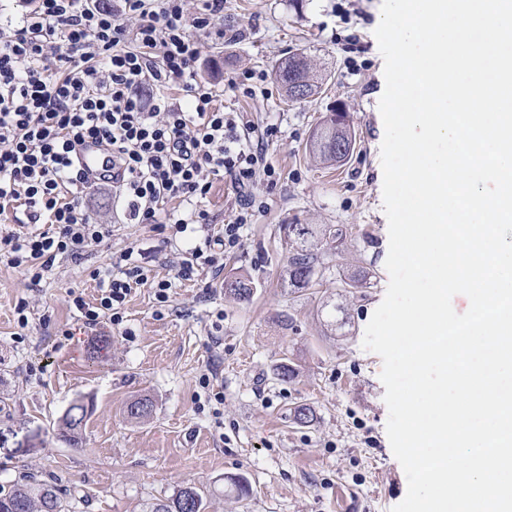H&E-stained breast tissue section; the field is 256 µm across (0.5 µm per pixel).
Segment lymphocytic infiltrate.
<instances>
[{"instance_id":"1","label":"lymphocytic infiltrate","mask_w":512,"mask_h":512,"mask_svg":"<svg viewBox=\"0 0 512 512\" xmlns=\"http://www.w3.org/2000/svg\"><path fill=\"white\" fill-rule=\"evenodd\" d=\"M34 7L0 33V210L25 206L34 228L0 231V263L40 283L57 257L74 261L111 237L84 205L75 172L77 144L106 147L122 172L118 191L130 224L190 232L206 221L201 209L213 176L227 174L238 213L221 234L194 245L175 263L174 277L156 276L146 255L128 247L94 269L96 303L72 302L85 326L102 317L119 323L118 308L133 288L149 286L167 305L174 279L198 271L219 277L224 254L240 244L256 205L254 187L275 182L267 160L275 126L239 128L214 107V90L198 80L202 35L218 39L224 0H120L110 9L93 0H34ZM181 86L185 105L169 92ZM181 199L184 211L169 207Z\"/></svg>"}]
</instances>
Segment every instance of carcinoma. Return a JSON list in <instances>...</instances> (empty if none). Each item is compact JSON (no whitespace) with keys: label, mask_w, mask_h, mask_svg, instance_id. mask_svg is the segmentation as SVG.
Masks as SVG:
<instances>
[{"label":"carcinoma","mask_w":512,"mask_h":512,"mask_svg":"<svg viewBox=\"0 0 512 512\" xmlns=\"http://www.w3.org/2000/svg\"><path fill=\"white\" fill-rule=\"evenodd\" d=\"M276 77L287 98H292L291 89L299 81L309 95L317 93L318 78L312 73L305 56L290 55L276 65ZM288 240L291 256L288 257L286 280L293 288H308L317 275L321 254L318 245L334 243L343 236V229L334 224H288ZM227 293L239 298L250 296L252 286L248 279L237 278L225 285ZM342 307L328 301L322 303L320 313L331 327H343L345 321L336 317ZM153 403L148 398H137L127 406V415L132 419L148 417ZM90 412L89 405L77 401L70 405L61 419L63 436L77 444L82 439L83 426ZM0 512H63L58 487L48 481L34 477L13 485L10 489L0 487ZM144 512H204V493L192 486L180 488L166 501L146 505Z\"/></svg>","instance_id":"obj_1"}]
</instances>
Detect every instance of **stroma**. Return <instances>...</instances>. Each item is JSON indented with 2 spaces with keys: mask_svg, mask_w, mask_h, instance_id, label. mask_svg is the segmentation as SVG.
I'll return each mask as SVG.
<instances>
[{
  "mask_svg": "<svg viewBox=\"0 0 512 512\" xmlns=\"http://www.w3.org/2000/svg\"><path fill=\"white\" fill-rule=\"evenodd\" d=\"M381 4L226 0L218 25L230 38L206 42L198 74L212 84L217 107L278 128L269 159L279 179L257 185L264 206L225 254L221 279L176 282L163 308L152 289H133L121 324L83 326L71 292L93 301L96 266L162 239L152 225L125 223L109 187L84 191L112 238L90 247L82 263L57 257L35 286L0 264V429L33 443L26 453L0 452V485L31 475L55 481L64 512H143L187 485L205 491V512H391L404 499L405 473L386 433L383 363L362 346L389 283L378 108L384 60L374 36ZM293 52L308 57L322 88L290 102L275 66ZM247 69L265 75L269 98L231 88ZM336 105L346 109L356 142L343 163L327 167L313 160L309 142ZM202 208L210 234L234 219L228 177L214 178ZM286 224L352 231L325 250L314 287L281 280ZM355 273L367 283L344 291L342 280ZM240 276L254 282L249 298L224 291ZM325 300L343 305V334L321 317ZM283 362L296 370L292 381L274 376ZM144 396L154 402L152 415L128 418V404ZM78 399L92 409L75 447L59 419ZM300 404L311 410L309 423L293 418ZM234 477L247 481L250 497L238 498Z\"/></svg>",
  "mask_w": 512,
  "mask_h": 512,
  "instance_id": "stroma-1",
  "label": "stroma"
}]
</instances>
